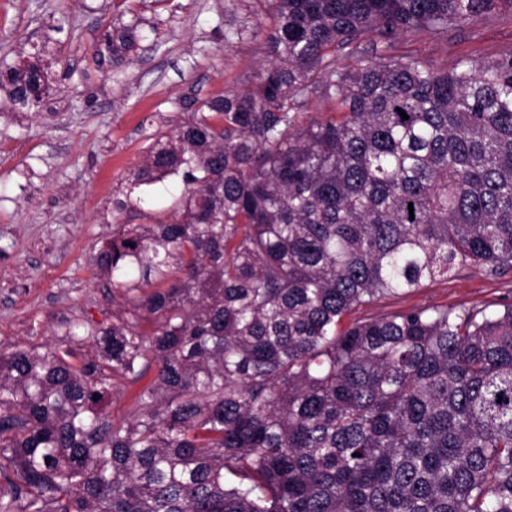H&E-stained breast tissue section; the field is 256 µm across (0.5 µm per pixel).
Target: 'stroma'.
Segmentation results:
<instances>
[{
  "instance_id": "35a3bbf8",
  "label": "stroma",
  "mask_w": 512,
  "mask_h": 512,
  "mask_svg": "<svg viewBox=\"0 0 512 512\" xmlns=\"http://www.w3.org/2000/svg\"><path fill=\"white\" fill-rule=\"evenodd\" d=\"M158 28L119 78L89 73L91 46L112 0H0V60L52 39L60 62L37 112L0 118V343L37 350L59 345L76 361L96 354L91 338H65L74 322L108 328L153 320L127 303L122 289L96 273V257L119 224H155L178 217L182 183L170 177L143 188L140 205L117 211L155 135L186 119L189 102L251 89L269 60L255 0H136ZM512 50V16L490 14L445 33L402 36L394 54L433 68L465 56ZM512 303V269L491 275L460 267L417 291L357 310L360 318L414 306L494 308Z\"/></svg>"
}]
</instances>
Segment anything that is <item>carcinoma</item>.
<instances>
[{
  "mask_svg": "<svg viewBox=\"0 0 512 512\" xmlns=\"http://www.w3.org/2000/svg\"><path fill=\"white\" fill-rule=\"evenodd\" d=\"M256 4L274 25L253 88L189 103L135 176L180 177V218L121 224L97 257L156 329L72 323L96 345L81 366L0 347V512H512V305L351 318L512 268V51L390 55L512 0ZM150 39L114 18L90 63L117 74ZM25 57L0 63L11 112L39 111L59 61ZM312 96L336 115L300 121ZM115 374L129 419L106 413Z\"/></svg>",
  "mask_w": 512,
  "mask_h": 512,
  "instance_id": "cac0c4a2",
  "label": "carcinoma"
}]
</instances>
